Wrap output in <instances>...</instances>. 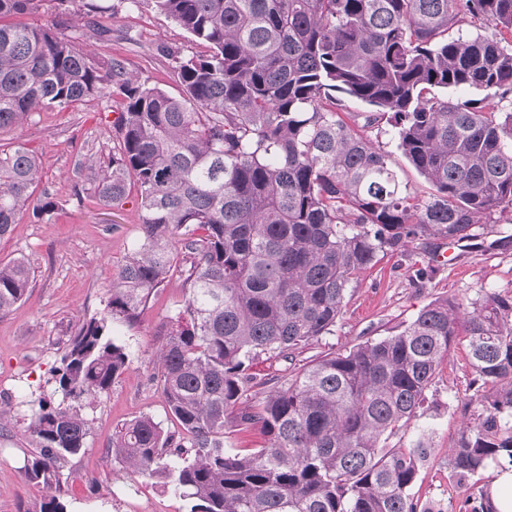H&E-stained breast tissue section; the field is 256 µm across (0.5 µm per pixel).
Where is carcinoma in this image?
<instances>
[{
	"label": "carcinoma",
	"instance_id": "1",
	"mask_svg": "<svg viewBox=\"0 0 512 512\" xmlns=\"http://www.w3.org/2000/svg\"><path fill=\"white\" fill-rule=\"evenodd\" d=\"M39 2L0 0V129L119 95L94 197L136 194L142 237L54 370L61 401H38L25 475L44 497L18 512H65L60 469L89 431L71 400L109 393L128 367L114 326L134 325L178 263L189 297L155 380L181 438L147 414L125 423L112 435L125 474L162 480L190 512H433L411 496L424 436L388 440L416 419L459 335L480 412L450 450L448 479L512 468V295L471 311L433 302L251 394L254 362L291 361L332 334L349 284L379 254L429 236L469 241L512 209V110L491 106L512 95V0H152L203 48L176 59V95L117 58L96 62L54 25L16 21ZM465 20L495 37L451 36ZM460 89L483 97L446 95ZM345 98L367 106L364 126L394 129L433 194L410 191L391 153L347 121ZM40 181L34 153L0 143V239L56 213ZM30 277L25 259L0 261V314L26 299ZM230 417L266 445L224 452Z\"/></svg>",
	"mask_w": 512,
	"mask_h": 512
}]
</instances>
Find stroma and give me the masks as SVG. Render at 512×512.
I'll list each match as a JSON object with an SVG mask.
<instances>
[{"instance_id": "stroma-1", "label": "stroma", "mask_w": 512, "mask_h": 512, "mask_svg": "<svg viewBox=\"0 0 512 512\" xmlns=\"http://www.w3.org/2000/svg\"><path fill=\"white\" fill-rule=\"evenodd\" d=\"M25 20L77 21L81 41L97 59L118 57L141 81L172 94L178 89L172 53L195 49L190 35L152 0L135 6L129 0H41ZM118 110L117 102L105 98L40 112L23 125L0 130L1 143L25 144L38 156L42 184L59 202L52 217H24L0 240V260L22 257L31 269L27 300L0 315V411L7 415L0 424V512H17L20 502L41 499L40 486L23 476L36 451L28 431L32 415L40 398L59 401L53 371L83 317L103 309L113 277L140 234L135 198L112 209L93 196L92 177L116 136ZM476 233L447 263L433 262L416 242L401 253L379 256L351 282L333 333L303 348L297 365L388 336L438 300L470 309L485 294H512V211L493 214ZM188 296L182 276L173 275L135 326L115 328L129 365L107 396L82 404L89 435L62 469L61 498L68 512H188L187 501L159 480L124 474L110 450L115 429L135 417L166 421V403L152 378L155 354L165 324ZM471 378L466 344L456 341L422 415L391 439L407 448L428 433V456L412 493L438 512H462L465 499L478 497L491 478L490 471H482L462 488L448 480V450L479 410L471 399Z\"/></svg>"}]
</instances>
